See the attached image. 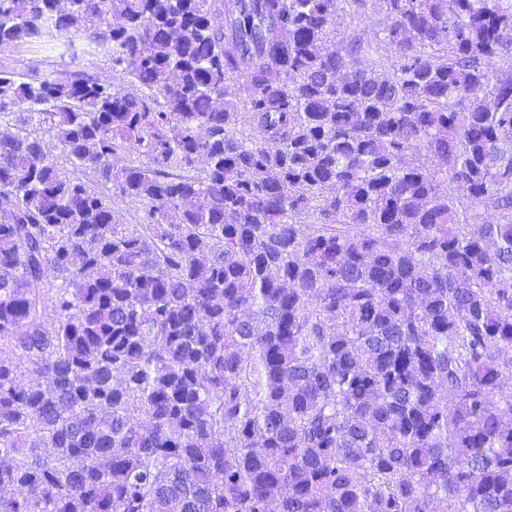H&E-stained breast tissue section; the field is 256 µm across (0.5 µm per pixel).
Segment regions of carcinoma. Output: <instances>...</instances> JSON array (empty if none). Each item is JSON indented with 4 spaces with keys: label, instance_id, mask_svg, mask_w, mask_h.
<instances>
[{
    "label": "carcinoma",
    "instance_id": "1",
    "mask_svg": "<svg viewBox=\"0 0 512 512\" xmlns=\"http://www.w3.org/2000/svg\"><path fill=\"white\" fill-rule=\"evenodd\" d=\"M380 2L0 0L139 88L0 69V512H512V0ZM385 24V16L379 8L378 1L369 0L367 10L358 18H351L344 14H340L336 19V35L342 37L348 34L357 26L364 29L368 36H373L374 32L383 28Z\"/></svg>",
    "mask_w": 512,
    "mask_h": 512
}]
</instances>
